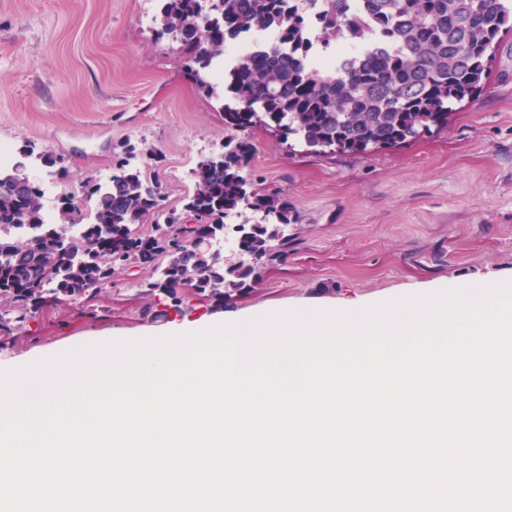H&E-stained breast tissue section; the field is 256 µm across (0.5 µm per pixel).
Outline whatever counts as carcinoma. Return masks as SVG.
<instances>
[{
  "label": "carcinoma",
  "instance_id": "cac0c4a2",
  "mask_svg": "<svg viewBox=\"0 0 512 512\" xmlns=\"http://www.w3.org/2000/svg\"><path fill=\"white\" fill-rule=\"evenodd\" d=\"M157 36L178 44L184 65L213 96L210 81L225 48L256 34L252 52L223 71L235 107L224 113L223 157L200 160L183 212L161 213L162 192L117 156L103 184L90 181V222L74 234L82 209L69 196L57 222L45 221L40 188L19 162L0 170V341L64 293L90 300L115 268L151 266L140 283L151 306L180 313L187 291L222 302L258 283L282 262L293 239L286 229L300 214L279 192L261 193L243 172L254 152L246 131L256 125L317 152L365 154L402 145L448 126L453 106L483 89L495 47L512 32V9L502 0H162ZM328 50L347 34L361 50L334 66L310 58L308 37ZM64 177L57 158L24 151ZM163 218L144 227L153 215ZM243 218L236 272L192 235L224 239L225 220Z\"/></svg>",
  "mask_w": 512,
  "mask_h": 512
}]
</instances>
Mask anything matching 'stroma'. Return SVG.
I'll use <instances>...</instances> for the list:
<instances>
[{
    "label": "stroma",
    "mask_w": 512,
    "mask_h": 512,
    "mask_svg": "<svg viewBox=\"0 0 512 512\" xmlns=\"http://www.w3.org/2000/svg\"><path fill=\"white\" fill-rule=\"evenodd\" d=\"M161 0H0V143L62 156L54 198L112 174L115 152L154 150L140 167L164 210H182L192 171L224 142L220 100L204 92L175 43L157 37ZM493 77L457 105L447 129L394 149L316 153L250 130L249 174L300 213L297 248L260 284L221 304L190 296L183 315L148 311L150 269H119L94 301L49 303L0 345V362L114 340L164 335L217 314L239 322L291 310L356 311L406 293L512 281V35Z\"/></svg>",
    "instance_id": "35a3bbf8"
}]
</instances>
